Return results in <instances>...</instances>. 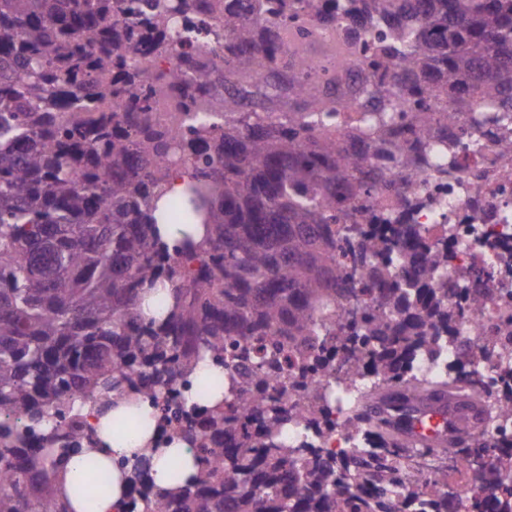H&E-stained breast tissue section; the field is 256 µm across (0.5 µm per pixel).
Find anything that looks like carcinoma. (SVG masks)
Here are the masks:
<instances>
[{
  "label": "carcinoma",
  "instance_id": "cac0c4a2",
  "mask_svg": "<svg viewBox=\"0 0 512 512\" xmlns=\"http://www.w3.org/2000/svg\"><path fill=\"white\" fill-rule=\"evenodd\" d=\"M313 32L333 34L330 55L370 73L358 149L337 117L360 105L330 93L299 86L286 111L244 110L245 84L269 98L280 69H305ZM209 55L224 65L222 97L200 63ZM67 85L96 107H62ZM470 93L512 94V0H0V512H73L58 486L68 471L95 512L110 476L73 404L103 414L114 398L130 400L124 438L147 425L143 403L173 432L120 465L138 492L127 512H504L512 477L497 462L512 458V440L476 434L455 453L473 464L463 504L448 467L415 461L437 449H410L394 421L364 413L395 395L482 404L472 367L492 356L485 344L462 345L431 379L412 371L454 340L451 304L481 312L479 280L448 286L417 224L336 237L337 214L370 192L374 143L396 118L429 128ZM162 98L184 119L212 118L164 123ZM175 148L180 167L161 166ZM174 175L188 191L158 218ZM202 216L188 248L159 239L157 224ZM158 279L171 290L147 321L141 301ZM350 299L361 310L338 328L336 305ZM284 360L311 389L303 405L267 394ZM342 366L380 378L347 421L372 447L289 445L293 423L327 430L317 382ZM496 413L512 419L511 377ZM176 440L195 470L158 487L151 459Z\"/></svg>",
  "mask_w": 512,
  "mask_h": 512
}]
</instances>
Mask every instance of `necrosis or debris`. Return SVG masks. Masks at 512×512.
I'll return each mask as SVG.
<instances>
[{
  "label": "necrosis or debris",
  "mask_w": 512,
  "mask_h": 512,
  "mask_svg": "<svg viewBox=\"0 0 512 512\" xmlns=\"http://www.w3.org/2000/svg\"><path fill=\"white\" fill-rule=\"evenodd\" d=\"M512 139V111L500 102L465 97L454 118L434 127L379 145L372 152L374 188L354 199L342 223L420 225L427 244L451 246L448 276L467 286L482 271L486 290L479 315L456 320L457 345L437 359L421 358L415 372L435 376L447 370L458 344L480 340L499 355L477 364L474 378L481 390L496 392L505 370L512 368V162L497 146ZM449 145V162L438 165L430 145ZM356 378L344 370L325 379L331 398V427L322 445L333 452L357 447L359 433L347 428Z\"/></svg>",
  "instance_id": "1"
}]
</instances>
